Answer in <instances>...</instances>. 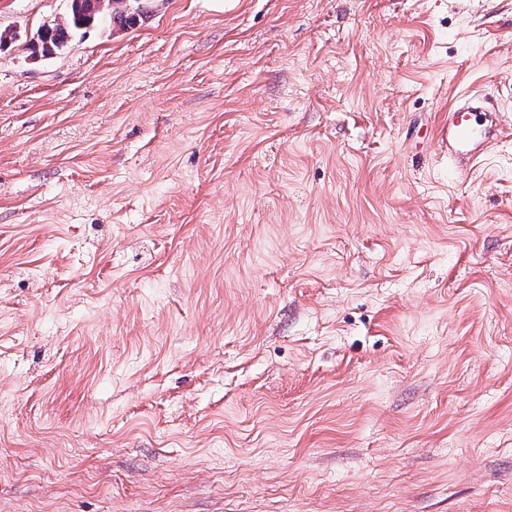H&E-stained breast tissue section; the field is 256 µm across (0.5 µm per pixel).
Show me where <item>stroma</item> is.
<instances>
[{
  "label": "stroma",
  "mask_w": 512,
  "mask_h": 512,
  "mask_svg": "<svg viewBox=\"0 0 512 512\" xmlns=\"http://www.w3.org/2000/svg\"><path fill=\"white\" fill-rule=\"evenodd\" d=\"M68 8L0 0V512H512V0ZM63 21L52 20L44 24L38 33L39 49L42 56H52L61 52L67 44L77 36H83L88 29L97 26L112 27V20H120L123 25H132L136 19L137 10L130 11L126 2L130 0H85L77 1L78 8L72 7ZM115 5H121L123 10ZM126 12V15L123 13ZM116 14L118 16L116 17ZM484 102L473 94H460L448 106V120L436 125V140L441 151L448 150L459 168L471 169L503 135Z\"/></svg>",
  "instance_id": "stroma-1"
}]
</instances>
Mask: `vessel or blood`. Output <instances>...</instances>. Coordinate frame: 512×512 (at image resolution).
<instances>
[{"label": "vessel or blood", "instance_id": "obj_1", "mask_svg": "<svg viewBox=\"0 0 512 512\" xmlns=\"http://www.w3.org/2000/svg\"><path fill=\"white\" fill-rule=\"evenodd\" d=\"M503 135L502 129L488 114L484 102L476 95L464 93L448 108L446 119L436 126V140L459 168L477 164Z\"/></svg>", "mask_w": 512, "mask_h": 512}]
</instances>
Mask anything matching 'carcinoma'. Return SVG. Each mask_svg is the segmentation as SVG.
Segmentation results:
<instances>
[{
	"mask_svg": "<svg viewBox=\"0 0 512 512\" xmlns=\"http://www.w3.org/2000/svg\"><path fill=\"white\" fill-rule=\"evenodd\" d=\"M128 0H83L78 8H70L61 22L51 21L42 26L38 33L41 54L52 56L62 51L73 38L87 30L112 26V20L119 19L123 25H131L137 10L127 8Z\"/></svg>",
	"mask_w": 512,
	"mask_h": 512,
	"instance_id": "obj_1",
	"label": "carcinoma"
}]
</instances>
